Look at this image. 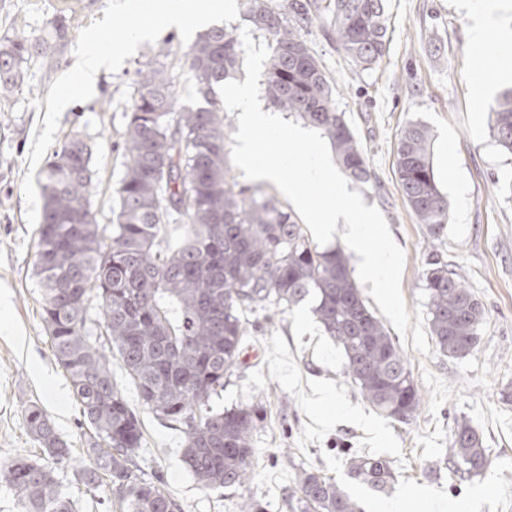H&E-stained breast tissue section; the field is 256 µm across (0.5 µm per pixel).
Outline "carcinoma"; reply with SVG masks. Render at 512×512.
<instances>
[{
    "instance_id": "carcinoma-1",
    "label": "carcinoma",
    "mask_w": 512,
    "mask_h": 512,
    "mask_svg": "<svg viewBox=\"0 0 512 512\" xmlns=\"http://www.w3.org/2000/svg\"><path fill=\"white\" fill-rule=\"evenodd\" d=\"M245 17L265 35L269 57L264 98L319 129L341 170L354 182L373 179L367 158L336 89L304 38L320 21L351 65L372 69L389 46L386 0H244ZM68 25L57 17L44 30L0 41V112L24 90L28 64L53 59L66 45ZM165 43L137 71L123 134L124 173L115 184V221L98 223L90 201L92 153L79 133L53 151L40 172L44 198L35 267L43 291L41 320L69 380L84 422L93 431L87 459L72 465V449L35 402L22 423L40 453L18 455L3 469L19 512H78L57 471L119 512H183L162 487L134 470L142 448L141 418L114 384L117 355L138 389L143 410L177 427L184 460L204 490L237 488L252 473L254 435L265 428L262 399L215 409L224 380L240 365L248 314L268 321L310 298L317 321L342 349L345 374L361 397L388 418L405 421L422 396L389 330L375 316L342 248H320L278 199L244 188L229 175L224 106L215 87L240 66L235 28L214 27L183 52L181 69L205 102L179 106V76ZM499 151L512 157V89L489 106ZM429 128L407 124L396 152L401 191L418 223L440 241L448 232V204L431 161ZM181 242L172 248L168 227ZM432 340L447 357L476 348L485 314L442 253L424 270ZM99 332L90 331L93 300ZM348 476L383 491L395 479L390 462L344 449ZM487 459L479 432L456 421L448 465L477 476ZM300 512H362L334 479L302 469L289 493Z\"/></svg>"
}]
</instances>
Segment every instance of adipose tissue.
<instances>
[{"instance_id": "adipose-tissue-1", "label": "adipose tissue", "mask_w": 512, "mask_h": 512, "mask_svg": "<svg viewBox=\"0 0 512 512\" xmlns=\"http://www.w3.org/2000/svg\"><path fill=\"white\" fill-rule=\"evenodd\" d=\"M231 0H161L160 15L154 21L128 29L125 48L156 38L164 29H203L216 24L224 12L232 10ZM468 36L478 54L487 53L489 36L501 26L503 16L512 10V0H469Z\"/></svg>"}]
</instances>
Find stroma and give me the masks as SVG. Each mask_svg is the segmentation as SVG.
<instances>
[{
    "mask_svg": "<svg viewBox=\"0 0 512 512\" xmlns=\"http://www.w3.org/2000/svg\"><path fill=\"white\" fill-rule=\"evenodd\" d=\"M156 2L0 0V40L41 30L57 17L68 24L63 53L32 61L24 91L0 112V467L39 451L21 418L31 401L44 409L75 458L86 453L90 432L81 425L40 318L38 175L65 137L80 132L92 150L93 208L99 223H109L136 71L160 41L178 51L199 36L193 29L166 31L124 53L127 28L147 21ZM386 8L390 46L374 69H354L320 23L309 26L306 40L376 175V186L361 191L364 203L383 214L405 254L401 288L410 327L392 338L422 395L421 407L402 423L366 402L347 380L343 354L316 323L311 301H304L247 336L243 363L224 385L221 405L266 400V427L255 437L254 472L245 486L201 490L183 461L180 431L142 413L139 474L161 475L184 512H234L249 496L262 500L266 512H292L288 492L302 467L334 478L362 506L428 489L452 503H473L474 512H512V159L499 153L490 135L488 100L471 93L474 76L491 77L494 62L478 61L473 52L463 0H387ZM91 33L121 62L102 69L93 87L61 107L58 97ZM411 121L431 131L434 173L448 202V235L438 247L399 185L397 140ZM435 247L485 312L479 344L464 358L441 355L429 333L423 273ZM460 418L478 430L487 457L483 473L468 479L448 469ZM347 448L388 460L395 474L391 488L379 492L349 478Z\"/></svg>",
    "mask_w": 512,
    "mask_h": 512,
    "instance_id": "1",
    "label": "stroma"
}]
</instances>
